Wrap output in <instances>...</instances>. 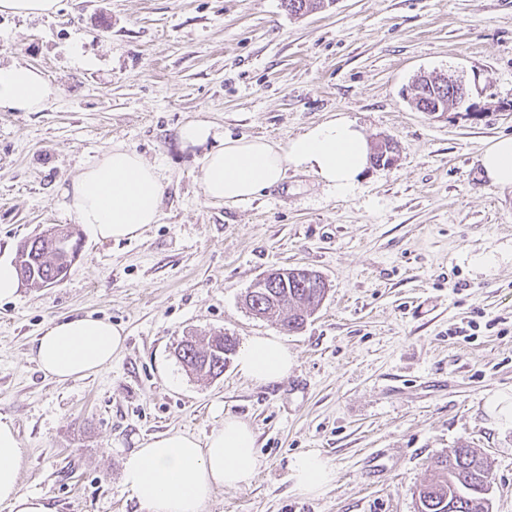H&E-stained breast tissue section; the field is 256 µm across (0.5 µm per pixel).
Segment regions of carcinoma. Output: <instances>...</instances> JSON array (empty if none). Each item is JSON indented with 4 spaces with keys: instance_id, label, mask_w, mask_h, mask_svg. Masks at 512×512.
Returning <instances> with one entry per match:
<instances>
[{
    "instance_id": "cac0c4a2",
    "label": "carcinoma",
    "mask_w": 512,
    "mask_h": 512,
    "mask_svg": "<svg viewBox=\"0 0 512 512\" xmlns=\"http://www.w3.org/2000/svg\"><path fill=\"white\" fill-rule=\"evenodd\" d=\"M324 3L325 0H288V11L312 13L323 9ZM14 265L19 277L31 285L46 286L63 278L64 268L54 254L43 247H29L25 241L17 249ZM258 300L270 316L288 312L283 325L290 331L301 329L314 307L321 302L316 289L296 278L288 282V288L267 290ZM226 348L235 351L236 339L212 336L197 340L190 337L178 344L176 354L190 373L215 378L224 373ZM431 467L433 479L414 491L419 503L418 512H492L488 496L489 469L477 449L462 444L436 458Z\"/></svg>"
}]
</instances>
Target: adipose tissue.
I'll list each match as a JSON object with an SVG mask.
<instances>
[{"label":"adipose tissue","mask_w":512,"mask_h":512,"mask_svg":"<svg viewBox=\"0 0 512 512\" xmlns=\"http://www.w3.org/2000/svg\"><path fill=\"white\" fill-rule=\"evenodd\" d=\"M59 95L38 67L0 66V112H40ZM183 143L204 147L201 184L210 200L233 205L281 183L288 169L312 173L337 195L358 187L369 165L368 141L341 113L310 125L285 144L263 138H231L213 125L191 120ZM491 186L512 191V136L491 140L479 157ZM164 186L158 166L135 150L115 146L85 163L60 191L62 207L98 241L139 238L160 223ZM123 327L86 314L50 324L37 336L31 355L45 376L64 383L109 366L125 343ZM241 376L257 384L288 377L293 358L276 337L254 336L236 361ZM21 448L12 424L0 421V505L9 512H51L46 499L23 491ZM258 468L256 435L244 421L228 417L205 439L173 431L144 440L124 458L122 481L144 512H203L215 489L249 485ZM293 489L315 497L336 473L319 450L297 454L289 466Z\"/></svg>","instance_id":"1"}]
</instances>
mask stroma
Instances as JSON below:
<instances>
[{
	"label": "stroma",
	"instance_id": "stroma-1",
	"mask_svg": "<svg viewBox=\"0 0 512 512\" xmlns=\"http://www.w3.org/2000/svg\"><path fill=\"white\" fill-rule=\"evenodd\" d=\"M12 63L61 94L41 112H0V259L55 225L81 239L64 280L0 302V420L17 431L24 490L53 512H141L125 455L231 416L255 431L259 467L204 512H417L431 461L462 443L490 466L493 512H512V428L487 412L512 396V193L478 163L512 135V0H335L303 16L284 0H61L49 18L0 14V65ZM423 74L457 80L461 102L417 111ZM336 112L397 147L345 197L291 168L253 199L211 201L202 148L179 138L200 119L283 144ZM116 145L159 166L163 218L104 242L59 188ZM488 252L494 263L474 264ZM281 268L329 287L296 332L243 304ZM87 313L123 326L124 350L88 377H45L35 338ZM215 333L280 337L293 369L269 385L232 362L214 379L186 373L177 343ZM308 449L336 471L314 498L288 479Z\"/></svg>",
	"mask_w": 512,
	"mask_h": 512
}]
</instances>
